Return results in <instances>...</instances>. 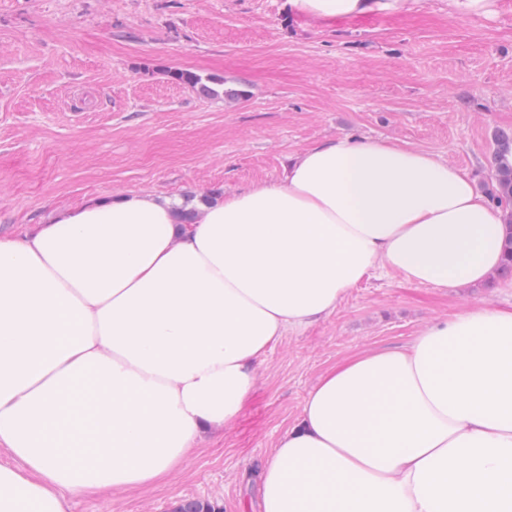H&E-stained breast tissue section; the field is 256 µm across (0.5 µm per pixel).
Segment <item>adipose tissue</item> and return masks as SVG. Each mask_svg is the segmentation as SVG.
I'll return each instance as SVG.
<instances>
[{"instance_id": "adipose-tissue-1", "label": "adipose tissue", "mask_w": 512, "mask_h": 512, "mask_svg": "<svg viewBox=\"0 0 512 512\" xmlns=\"http://www.w3.org/2000/svg\"><path fill=\"white\" fill-rule=\"evenodd\" d=\"M417 0H288L317 29ZM92 197L0 239V512L130 491L224 432L269 350L377 271L471 288L504 212L413 146L337 138L281 181L197 202ZM264 512H512V310L476 305L350 356L261 474Z\"/></svg>"}]
</instances>
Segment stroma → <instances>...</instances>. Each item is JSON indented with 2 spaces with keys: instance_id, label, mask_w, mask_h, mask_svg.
<instances>
[{
  "instance_id": "1",
  "label": "stroma",
  "mask_w": 512,
  "mask_h": 512,
  "mask_svg": "<svg viewBox=\"0 0 512 512\" xmlns=\"http://www.w3.org/2000/svg\"><path fill=\"white\" fill-rule=\"evenodd\" d=\"M180 70L240 95L204 96L170 79ZM504 132L512 0L492 19L419 0L316 31L287 0H0V238L91 197L188 200L277 182L289 158L344 136L428 150L484 191ZM480 304L511 309L512 278L466 290L363 279L267 353L237 422L204 435L164 484L75 494L70 512H174L185 500L263 512L260 468L328 368Z\"/></svg>"
}]
</instances>
